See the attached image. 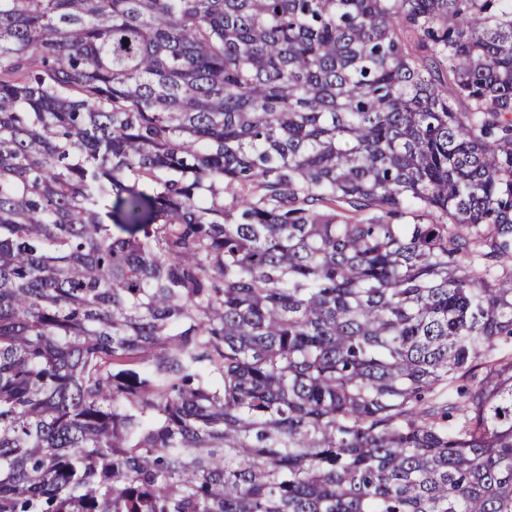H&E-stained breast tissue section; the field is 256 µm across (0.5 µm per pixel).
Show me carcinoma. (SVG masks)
<instances>
[{
    "mask_svg": "<svg viewBox=\"0 0 512 512\" xmlns=\"http://www.w3.org/2000/svg\"><path fill=\"white\" fill-rule=\"evenodd\" d=\"M0 512H512V0H0Z\"/></svg>",
    "mask_w": 512,
    "mask_h": 512,
    "instance_id": "obj_1",
    "label": "carcinoma"
}]
</instances>
